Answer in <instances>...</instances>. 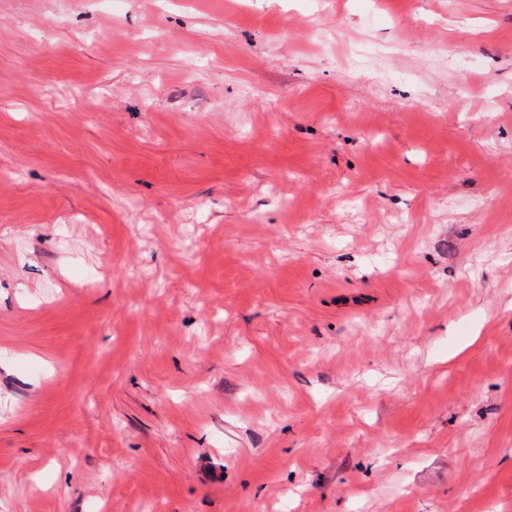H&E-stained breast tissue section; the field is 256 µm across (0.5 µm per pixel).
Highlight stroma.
<instances>
[{
  "mask_svg": "<svg viewBox=\"0 0 512 512\" xmlns=\"http://www.w3.org/2000/svg\"><path fill=\"white\" fill-rule=\"evenodd\" d=\"M0 512H512V0H0Z\"/></svg>",
  "mask_w": 512,
  "mask_h": 512,
  "instance_id": "stroma-1",
  "label": "stroma"
}]
</instances>
